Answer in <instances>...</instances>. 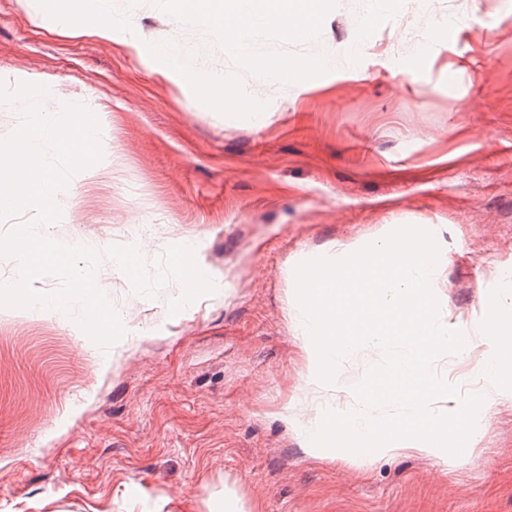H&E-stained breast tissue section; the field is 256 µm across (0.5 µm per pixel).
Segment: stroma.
I'll list each match as a JSON object with an SVG mask.
<instances>
[{
	"label": "stroma",
	"instance_id": "1",
	"mask_svg": "<svg viewBox=\"0 0 512 512\" xmlns=\"http://www.w3.org/2000/svg\"><path fill=\"white\" fill-rule=\"evenodd\" d=\"M111 5L136 45L95 35L80 0H0V142L26 84L95 116L99 171L72 175L50 232L99 252L124 329L104 348L70 316L0 313V512H207L227 490L247 512H512V394L451 465L310 454L300 432L320 411L288 302L298 262L419 225L443 255L448 324L480 342L512 271V0H329L311 37L261 25L237 53L175 21L172 0ZM169 41L185 72L155 55ZM323 57L336 68L302 81L255 71ZM226 77L258 108H207ZM135 224L159 230L140 242ZM187 239L222 287L185 279L172 253ZM126 253L131 275L114 264Z\"/></svg>",
	"mask_w": 512,
	"mask_h": 512
}]
</instances>
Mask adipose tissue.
Masks as SVG:
<instances>
[{
	"mask_svg": "<svg viewBox=\"0 0 512 512\" xmlns=\"http://www.w3.org/2000/svg\"><path fill=\"white\" fill-rule=\"evenodd\" d=\"M183 19L207 20L237 50L257 26L272 24L290 35H308L321 22L327 0H175Z\"/></svg>",
	"mask_w": 512,
	"mask_h": 512,
	"instance_id": "adipose-tissue-1",
	"label": "adipose tissue"
}]
</instances>
